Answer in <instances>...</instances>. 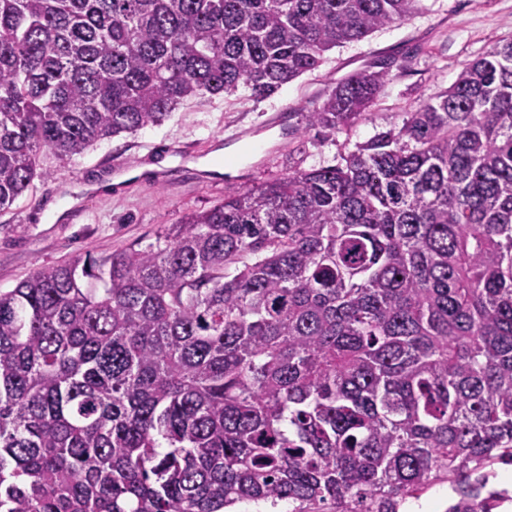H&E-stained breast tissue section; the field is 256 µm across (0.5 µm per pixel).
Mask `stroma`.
Here are the masks:
<instances>
[{
    "label": "stroma",
    "mask_w": 512,
    "mask_h": 512,
    "mask_svg": "<svg viewBox=\"0 0 512 512\" xmlns=\"http://www.w3.org/2000/svg\"><path fill=\"white\" fill-rule=\"evenodd\" d=\"M509 39L512 0H423L410 19L333 48L268 98L254 100L245 88L191 98L164 123L103 139L71 160L43 156L51 178L34 179L0 211V289L41 267L147 245L225 192L337 164ZM384 65L389 75L364 119L336 133L306 129V114L338 83ZM148 164L152 172L141 174Z\"/></svg>",
    "instance_id": "stroma-1"
}]
</instances>
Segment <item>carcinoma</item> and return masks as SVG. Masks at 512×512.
I'll list each match as a JSON object with an SVG mask.
<instances>
[{
	"label": "carcinoma",
	"instance_id": "carcinoma-1",
	"mask_svg": "<svg viewBox=\"0 0 512 512\" xmlns=\"http://www.w3.org/2000/svg\"><path fill=\"white\" fill-rule=\"evenodd\" d=\"M421 0H0V210L44 154L256 99ZM387 71L306 128L364 116ZM512 464V40L335 165L0 291V512H448ZM451 492L448 483H435L418 499H408L403 505L402 512H418L423 504L433 502L436 506L433 512H448V494ZM428 512L432 510H421Z\"/></svg>",
	"mask_w": 512,
	"mask_h": 512
}]
</instances>
